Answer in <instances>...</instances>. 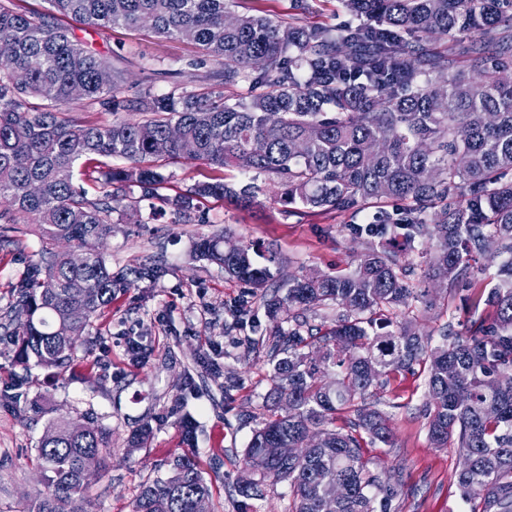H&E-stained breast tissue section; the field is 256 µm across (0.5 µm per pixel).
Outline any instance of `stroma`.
<instances>
[{"instance_id":"1","label":"stroma","mask_w":512,"mask_h":512,"mask_svg":"<svg viewBox=\"0 0 512 512\" xmlns=\"http://www.w3.org/2000/svg\"><path fill=\"white\" fill-rule=\"evenodd\" d=\"M60 23L73 40L126 77L116 95L117 113L80 98L69 106L68 117L105 123L134 117L148 93L223 89L218 64L192 41L163 38L146 28H98L68 17ZM162 172L169 195L197 183L245 180L237 170L196 160L166 163ZM256 184L257 203L249 208L200 200L199 224L174 223L169 213L148 224L137 223L130 213L113 214L112 233L97 249L123 286L64 368L23 369L10 337L0 332V512H21L30 499L46 493L36 446L49 420L59 415L111 433L110 470L91 479L89 512H132L141 485L167 475L173 461L186 455L195 459L209 486L210 512H288L287 484L267 488L261 499L238 492L245 474L243 451L264 418L269 388L274 322L266 302L285 295L295 275L353 269L362 246L349 227L368 223L375 209L287 208L278 201L276 178L263 175ZM217 233L251 245L260 257L274 256L275 277L266 288H249L196 258V242ZM12 237V246L0 248V313L41 249L35 225H18ZM399 261L407 285L428 293L401 312L422 332L435 336L446 327L460 333L469 322L493 315L485 298L495 270L483 260L473 261L466 284L453 297L431 288L423 247L402 251ZM132 341L139 346L134 354L128 350ZM377 396L392 419L394 445L367 449L366 455L380 470L404 467L401 512H470L457 489V449L431 447L428 439L424 373L397 375ZM186 413L196 422L188 440L175 425ZM145 424L150 437L134 446Z\"/></svg>"}]
</instances>
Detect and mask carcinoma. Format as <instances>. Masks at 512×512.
I'll list each match as a JSON object with an SVG mask.
<instances>
[{"label": "carcinoma", "mask_w": 512, "mask_h": 512, "mask_svg": "<svg viewBox=\"0 0 512 512\" xmlns=\"http://www.w3.org/2000/svg\"><path fill=\"white\" fill-rule=\"evenodd\" d=\"M53 11L31 14L0 2V224H35L39 262L17 284L5 314L17 338V361L43 368L68 363L79 337L122 286L97 251L79 263L54 250L61 240L85 249L112 233V213L149 202L148 219L169 211L192 223L205 197L249 204L253 186L224 181L159 194L161 162L179 158L272 175L285 207L347 211L386 199L402 206L349 225L364 250L348 274L292 278L285 297L268 304L276 325L267 418L244 450L256 473L247 499L286 482L288 512H323L338 484L336 512H396L401 473L382 476L364 448L394 447L389 416L373 400L376 387L420 366L426 376L424 415L435 448L466 459L458 470L461 498L472 512H512V0H339L364 18L342 27L297 25L238 14L235 0H49ZM62 13L100 28L140 27L194 42L222 65L226 96L185 92L146 95L142 118L90 124L64 116L72 89L108 112L123 73L84 49L55 22ZM111 70L112 83L100 82ZM265 91L250 92L253 85ZM39 99L41 106L29 105ZM182 138L172 142L168 129ZM121 158L124 168L97 171L99 195L75 183L78 163ZM140 191L130 196L131 188ZM429 245V279L453 289L476 258L497 263L487 295L495 307L457 334L443 328L433 347L411 320L388 314L408 305L398 253L375 243ZM214 234L196 256L232 278L262 288L273 277L251 248ZM342 308L329 327L307 314ZM75 305L85 308L71 319ZM323 351L315 359L311 348ZM288 398L289 409L280 406ZM346 415L336 424L340 415ZM110 432L68 417L50 422L37 460L48 492L24 512H86L80 477L84 455L104 450ZM209 488L185 457L165 478L142 484L134 512H199Z\"/></svg>", "instance_id": "carcinoma-1"}]
</instances>
